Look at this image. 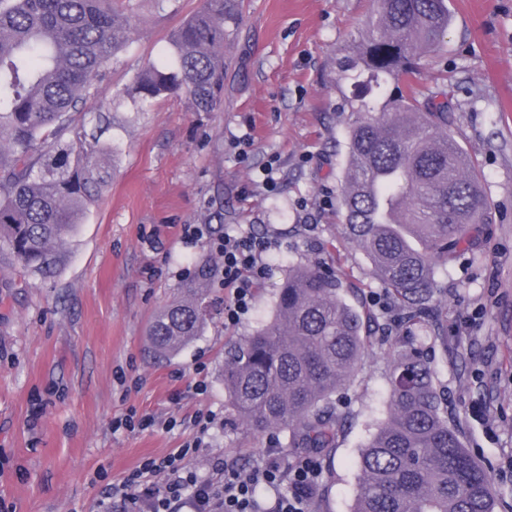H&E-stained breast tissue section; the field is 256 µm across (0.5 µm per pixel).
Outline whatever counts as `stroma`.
Here are the masks:
<instances>
[{
    "label": "stroma",
    "instance_id": "stroma-1",
    "mask_svg": "<svg viewBox=\"0 0 512 512\" xmlns=\"http://www.w3.org/2000/svg\"><path fill=\"white\" fill-rule=\"evenodd\" d=\"M232 2L223 106L196 112L180 93L115 113L94 156L101 191L51 273H32L0 250V512H106L107 488L193 441L201 413L214 417L188 461L201 480L220 485L225 468L258 467L273 453L287 459L283 435L231 425L226 345L272 320L297 263L322 261L344 287L361 288L365 305L383 293L363 253L339 242L337 189L353 114L336 61L370 20L372 0ZM134 4L139 33L100 81L92 111L72 113L73 128L93 129L96 112L161 58L201 0H178L162 14L153 0ZM448 6L446 43L423 59L416 84L447 92L448 129L476 168L489 218L469 250L435 271L444 339L433 322L405 324L366 351L340 402L346 431L332 465L319 467L313 512H352L361 450L388 415L391 360L421 346L432 350L449 423L488 468L498 512H512V0ZM271 161L270 190L262 171ZM187 224L208 226V237L184 241ZM240 230L276 246L249 312L229 325L230 292L211 241ZM202 270V334L177 356L153 357L152 318ZM144 416L157 427H139ZM171 418L176 426L162 428Z\"/></svg>",
    "mask_w": 512,
    "mask_h": 512
}]
</instances>
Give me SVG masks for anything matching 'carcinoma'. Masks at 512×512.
I'll list each match as a JSON object with an SVG mask.
<instances>
[{
	"label": "carcinoma",
	"instance_id": "cac0c4a2",
	"mask_svg": "<svg viewBox=\"0 0 512 512\" xmlns=\"http://www.w3.org/2000/svg\"><path fill=\"white\" fill-rule=\"evenodd\" d=\"M124 0H0V247L34 273L51 269L100 187L87 134L63 139L66 117L88 112L97 83L133 34ZM226 0H204L169 37L162 59L112 97L128 103L184 93L195 112L224 103ZM448 0H376L371 23L339 59L354 81L355 119L340 181L344 239L374 266L401 322L433 308L435 268L487 221L488 203L464 149L448 132V95L413 83L445 42ZM203 280L155 316L160 356L178 354L206 322ZM314 262L288 270L270 323L239 337L224 361L226 405L246 433L288 434V456L331 457L346 430L339 397L390 318L341 296ZM421 349L398 352L386 421L364 446L353 512H497L487 470L448 425L443 394Z\"/></svg>",
	"mask_w": 512,
	"mask_h": 512
}]
</instances>
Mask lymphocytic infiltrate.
<instances>
[{
    "instance_id": "lymphocytic-infiltrate-1",
    "label": "lymphocytic infiltrate",
    "mask_w": 512,
    "mask_h": 512,
    "mask_svg": "<svg viewBox=\"0 0 512 512\" xmlns=\"http://www.w3.org/2000/svg\"><path fill=\"white\" fill-rule=\"evenodd\" d=\"M270 238L251 232L225 234L214 241L213 249L223 258L224 285L231 297L224 305V319L237 323L252 304L254 289L268 273L265 254L272 248ZM200 441L186 444L178 453L160 459L146 460L140 471L123 484L112 487L106 497L121 505V512H173L182 501H189L191 512H213L222 506L224 512H260V490L273 491L275 500L269 512H306L305 505L312 496L319 467L313 459L299 461L291 475V492L282 494L281 472L278 464L269 463L251 470H229L221 486L200 481L196 472L187 468L185 458L200 448ZM166 471L171 479L164 486L145 483L147 474Z\"/></svg>"
}]
</instances>
